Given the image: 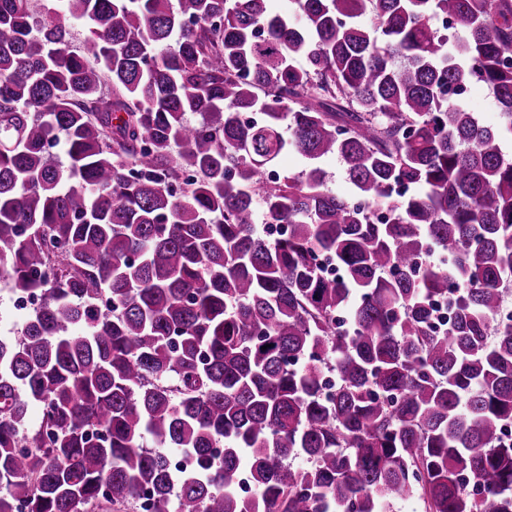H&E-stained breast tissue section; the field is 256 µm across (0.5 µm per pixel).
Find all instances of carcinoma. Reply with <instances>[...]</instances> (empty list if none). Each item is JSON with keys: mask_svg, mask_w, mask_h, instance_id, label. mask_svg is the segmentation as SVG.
I'll return each instance as SVG.
<instances>
[{"mask_svg": "<svg viewBox=\"0 0 512 512\" xmlns=\"http://www.w3.org/2000/svg\"><path fill=\"white\" fill-rule=\"evenodd\" d=\"M31 2L0 0V275L40 298L0 338V512H512V0ZM473 81L498 125L444 97ZM322 169L326 173V183L328 189L340 196H349L351 194V184L346 174V166L339 158L331 157L321 164Z\"/></svg>", "mask_w": 512, "mask_h": 512, "instance_id": "obj_1", "label": "carcinoma"}]
</instances>
